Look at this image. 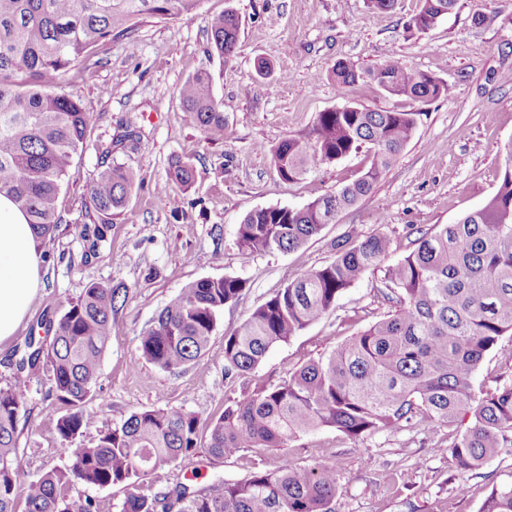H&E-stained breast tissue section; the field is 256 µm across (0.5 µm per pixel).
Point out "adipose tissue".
Masks as SVG:
<instances>
[{
  "mask_svg": "<svg viewBox=\"0 0 512 512\" xmlns=\"http://www.w3.org/2000/svg\"><path fill=\"white\" fill-rule=\"evenodd\" d=\"M43 276V250L25 214L0 196V343L15 335Z\"/></svg>",
  "mask_w": 512,
  "mask_h": 512,
  "instance_id": "ef3b65f1",
  "label": "adipose tissue"
}]
</instances>
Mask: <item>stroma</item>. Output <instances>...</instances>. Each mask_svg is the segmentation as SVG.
I'll list each match as a JSON object with an SVG mask.
<instances>
[{"label":"stroma","mask_w":512,"mask_h":512,"mask_svg":"<svg viewBox=\"0 0 512 512\" xmlns=\"http://www.w3.org/2000/svg\"><path fill=\"white\" fill-rule=\"evenodd\" d=\"M419 6L420 0H397L394 10L381 12L365 0H201L192 17L138 26L132 41H112L88 70L63 76L64 91L93 111L94 121L60 195L63 222L46 251L44 286L15 336L0 344V388L13 383L29 336L46 319H59L89 285L121 283L128 293L112 318L95 393L75 438L66 441L57 433L56 422L69 408L51 393L45 369L26 370L16 453L28 479L71 467L80 448L94 445L101 432L132 413L176 408L205 425L223 413L226 398L278 383L308 358L329 352L392 311L380 293L383 267L346 290L330 314L273 345L247 378H224L225 334L292 277L332 262L336 239L352 230L385 234L390 265L413 250L415 231L452 223L495 193L504 169L502 146L512 139V0H460L427 32L412 25ZM227 9L240 20L238 47L228 60L210 53L207 33L209 20ZM390 58L440 78L452 95L422 103L371 86L341 90L330 78L337 61L368 69ZM261 59L273 65L269 78L255 76ZM202 68L224 108L220 142L205 138L177 94ZM349 103L419 113L414 137L368 196L299 250L239 251L237 229L249 212L303 207L367 169L370 154L363 149L286 182L266 153L306 132L318 113ZM130 129L139 132L143 147L121 142ZM107 148L112 162L141 175L124 211L110 219L93 211L87 195ZM178 157L196 169L191 188L168 176ZM224 276L245 279L247 286L225 306L204 355L172 370L141 357L142 332L180 288ZM473 385L478 392L512 385V336L486 353ZM454 435L441 423L419 429L400 422L354 440L323 428L282 448H243L214 458L205 451L203 428L196 453L157 466L145 492L160 495L183 484L205 489L274 469L285 458L308 469L337 454L343 466L335 512H479L492 485L512 484V448L479 474L461 478L448 453ZM462 483L468 487L463 494L457 491Z\"/></svg>","instance_id":"35a3bbf8"}]
</instances>
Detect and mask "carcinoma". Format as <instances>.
I'll list each match as a JSON object with an SVG mask.
<instances>
[{"label":"carcinoma","instance_id":"1","mask_svg":"<svg viewBox=\"0 0 512 512\" xmlns=\"http://www.w3.org/2000/svg\"><path fill=\"white\" fill-rule=\"evenodd\" d=\"M414 26L426 31L458 7L459 0H420ZM199 0H0V195L11 199L43 244L55 241L58 201L74 154L83 146L93 113L61 87L70 71L87 68L100 47L128 39L153 20L189 18ZM210 47L234 56L239 20L230 10L211 19ZM340 89L371 84L391 97L428 102L449 96L439 78L390 58L372 69L350 61L334 64ZM185 112L211 141L224 140L226 121L210 73L198 71L178 89ZM420 113L343 106L318 113L304 134L269 149L271 164L288 182L316 167L365 148L370 167L334 194L301 208L267 207L248 213L236 243L244 253L295 251L367 196L411 141ZM504 171L497 191L480 208L451 224L420 232L415 249L384 272V299L395 310L335 348L306 360L277 384L230 399L208 425L207 452L216 458L241 448H280L322 427L350 439L392 423L453 425L470 418L454 436L451 457L461 476L512 448V385L474 392L472 376L486 352L512 335V140L503 146ZM102 170L90 186L93 210L107 218L125 208L140 177L103 152ZM169 177L183 187L195 180L188 160L176 159ZM329 265L305 270L224 336V378L256 368L269 349L286 342L333 311L337 298L390 250L383 235L353 232L336 239ZM239 277L202 278L185 285L141 338L139 352L161 369H176L203 355L224 306L239 298ZM127 289L93 283L58 320L50 341L29 337L19 369L41 365L51 390L70 407L56 424L64 440L85 422L83 403L93 391L112 316ZM26 379L0 388V512H94L88 498L65 494L73 482L126 490L120 512H169L165 497L147 495L144 479L162 463L197 450L200 420L179 409H145L79 449L72 467L25 480L15 453ZM341 458L302 469L284 458L269 471L205 492L183 485L176 512H333ZM480 512H512V486H492Z\"/></svg>","mask_w":512,"mask_h":512}]
</instances>
